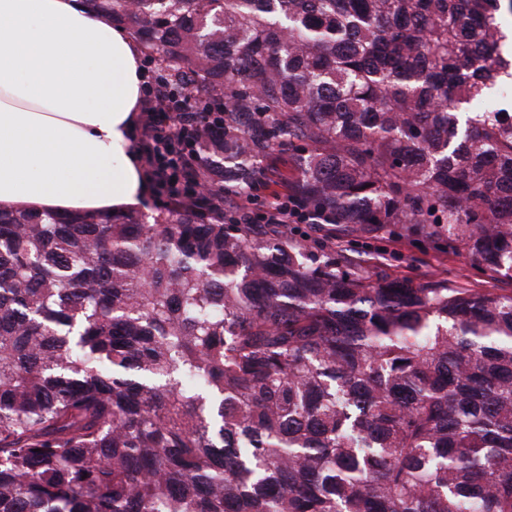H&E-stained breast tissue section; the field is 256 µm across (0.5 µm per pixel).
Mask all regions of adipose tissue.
<instances>
[{"label": "adipose tissue", "mask_w": 512, "mask_h": 512, "mask_svg": "<svg viewBox=\"0 0 512 512\" xmlns=\"http://www.w3.org/2000/svg\"><path fill=\"white\" fill-rule=\"evenodd\" d=\"M141 57L86 0H0V210L139 206Z\"/></svg>", "instance_id": "adipose-tissue-1"}]
</instances>
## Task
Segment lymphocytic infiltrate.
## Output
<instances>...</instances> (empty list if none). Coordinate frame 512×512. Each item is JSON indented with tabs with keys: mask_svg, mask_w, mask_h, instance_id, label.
Here are the masks:
<instances>
[{
	"mask_svg": "<svg viewBox=\"0 0 512 512\" xmlns=\"http://www.w3.org/2000/svg\"><path fill=\"white\" fill-rule=\"evenodd\" d=\"M220 125L215 113L196 111L191 100L182 92L170 89L162 78H155L146 94L141 110L138 145L144 162V172L154 202L162 205H182L207 212L213 209L216 197L194 179L175 150L176 141L191 144L200 124ZM252 197L236 196L225 214L249 215L252 222L262 224L329 223V216L309 215L292 192L277 195L274 202L260 213H253Z\"/></svg>",
	"mask_w": 512,
	"mask_h": 512,
	"instance_id": "1",
	"label": "lymphocytic infiltrate"
}]
</instances>
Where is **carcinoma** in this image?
Here are the masks:
<instances>
[{
  "mask_svg": "<svg viewBox=\"0 0 512 512\" xmlns=\"http://www.w3.org/2000/svg\"><path fill=\"white\" fill-rule=\"evenodd\" d=\"M207 112L195 176L512 284V0H87ZM0 512H512V287L286 224L0 211ZM275 156L272 167L264 169L261 176L262 184L258 191L254 192L257 195V204L255 205L257 209H263L272 200L274 192L282 191L286 187L280 177L287 176L291 172L288 154H276ZM234 199V205L232 207L227 206L224 193L225 214L233 216L246 214L256 224H264L265 222H268V224H291L289 225L290 229L293 230V228L298 227L299 230L306 231L313 239L325 238L324 236L328 231H332L334 235L336 234V242L341 241L345 249L355 252L350 253L354 258L366 262L378 258L393 277H410L420 280L436 276L448 279L449 284L458 286L481 287L489 285L485 283L486 277L476 269L473 262L461 250L453 252L428 250L421 252L406 239L365 240L354 236H343L335 225H330L332 221L329 216L308 215L290 191L277 195L275 201L265 211L257 214H254L251 209V205H254L252 197L237 195L234 196ZM307 224L324 225H320L322 227L320 232H313L311 231L312 228L317 227V225Z\"/></svg>",
  "mask_w": 512,
  "mask_h": 512,
  "instance_id": "1",
  "label": "carcinoma"
}]
</instances>
